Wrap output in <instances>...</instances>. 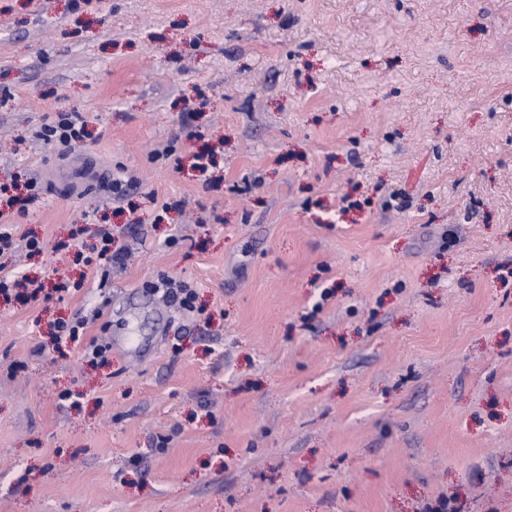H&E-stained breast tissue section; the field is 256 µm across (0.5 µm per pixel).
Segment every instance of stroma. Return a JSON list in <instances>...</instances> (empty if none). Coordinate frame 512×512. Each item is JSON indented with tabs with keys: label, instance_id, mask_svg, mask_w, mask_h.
<instances>
[{
	"label": "stroma",
	"instance_id": "1",
	"mask_svg": "<svg viewBox=\"0 0 512 512\" xmlns=\"http://www.w3.org/2000/svg\"><path fill=\"white\" fill-rule=\"evenodd\" d=\"M0 185V512H512V0H0ZM74 112L58 113L57 121L54 125H46L42 127L39 136L46 143H56L71 148L83 141L86 136L84 126L77 124ZM9 283L15 288H10ZM17 289H21V291ZM44 290L43 284L38 283L36 280L27 278L24 281L14 280L8 282L6 279H0V296L7 302L10 301L11 292H14L16 300H26L29 297H37Z\"/></svg>",
	"mask_w": 512,
	"mask_h": 512
}]
</instances>
